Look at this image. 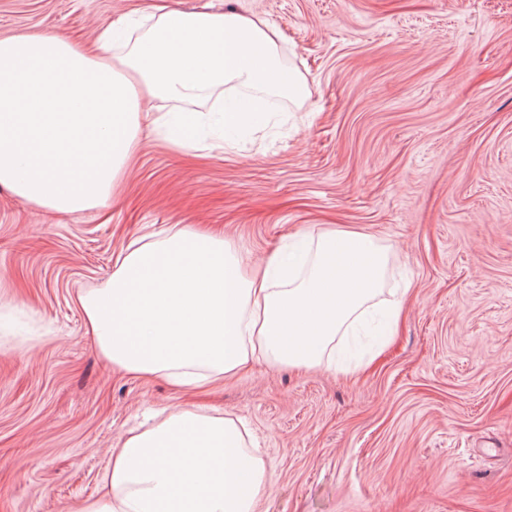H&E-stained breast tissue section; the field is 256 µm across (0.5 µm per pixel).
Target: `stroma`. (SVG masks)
<instances>
[{
	"label": "stroma",
	"mask_w": 512,
	"mask_h": 512,
	"mask_svg": "<svg viewBox=\"0 0 512 512\" xmlns=\"http://www.w3.org/2000/svg\"><path fill=\"white\" fill-rule=\"evenodd\" d=\"M156 0H0V36L90 43ZM268 21L305 81L227 146L143 131L105 205L56 214L0 188V512H73L152 412L246 421L273 474L256 512H512V0H177ZM388 247L409 302L349 370L258 359L203 394L112 369L79 293L148 232H223L244 271L331 229Z\"/></svg>",
	"instance_id": "1"
}]
</instances>
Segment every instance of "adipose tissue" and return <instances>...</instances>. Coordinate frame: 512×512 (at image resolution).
I'll list each match as a JSON object with an SVG mask.
<instances>
[{
  "mask_svg": "<svg viewBox=\"0 0 512 512\" xmlns=\"http://www.w3.org/2000/svg\"><path fill=\"white\" fill-rule=\"evenodd\" d=\"M122 15L94 43L37 33L0 37V186L59 213L104 205L132 158L144 101H182L227 84L224 132L254 117L255 93L299 100L266 21L165 4L138 35ZM388 253L363 232L299 237L246 275L222 234L179 230L132 241L106 287L78 302L112 366L183 388L256 357L322 366L381 294ZM242 421L195 406L129 435L77 512H254L271 485Z\"/></svg>",
  "mask_w": 512,
  "mask_h": 512,
  "instance_id": "1",
  "label": "adipose tissue"
}]
</instances>
